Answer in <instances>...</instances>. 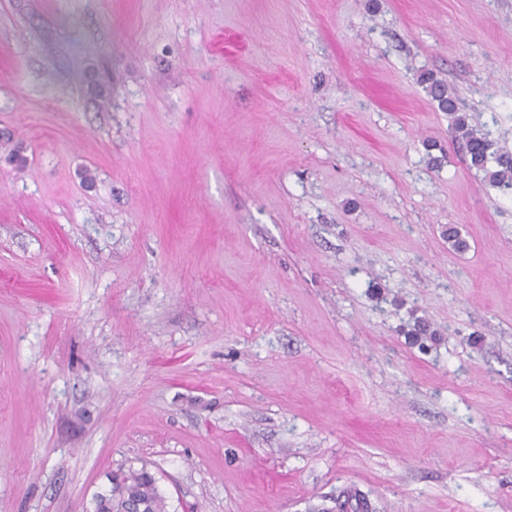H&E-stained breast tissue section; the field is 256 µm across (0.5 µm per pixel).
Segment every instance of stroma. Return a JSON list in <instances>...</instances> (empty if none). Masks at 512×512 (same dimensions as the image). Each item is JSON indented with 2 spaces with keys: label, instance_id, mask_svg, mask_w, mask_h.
<instances>
[{
  "label": "stroma",
  "instance_id": "obj_1",
  "mask_svg": "<svg viewBox=\"0 0 512 512\" xmlns=\"http://www.w3.org/2000/svg\"><path fill=\"white\" fill-rule=\"evenodd\" d=\"M424 71L512 152V0H0V512H512V190ZM419 83L437 103L438 109L448 112L452 133L462 143L470 167L483 172L490 185L512 188V153L493 149L494 144L487 135L471 125L465 113L459 112L455 95L442 79L431 72H424L419 76ZM108 481L109 488L94 497V512L129 511L134 503L141 504L145 512H170L158 478L146 465L112 473Z\"/></svg>",
  "mask_w": 512,
  "mask_h": 512
}]
</instances>
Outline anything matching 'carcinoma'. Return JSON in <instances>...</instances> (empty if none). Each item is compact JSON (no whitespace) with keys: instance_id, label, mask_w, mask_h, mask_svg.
<instances>
[{"instance_id":"1","label":"carcinoma","mask_w":512,"mask_h":512,"mask_svg":"<svg viewBox=\"0 0 512 512\" xmlns=\"http://www.w3.org/2000/svg\"><path fill=\"white\" fill-rule=\"evenodd\" d=\"M419 83L438 109L448 113L452 133L462 143L470 167L483 172L490 185L512 188V153L493 149V142L487 135L471 125L468 116L459 111L457 99L447 83L431 72L422 73ZM108 481L109 488L94 497V512H127L134 503L141 504L144 512H170L158 478L147 466H131L110 475ZM368 509L367 501L359 494L350 493L336 499L337 512H368Z\"/></svg>"}]
</instances>
